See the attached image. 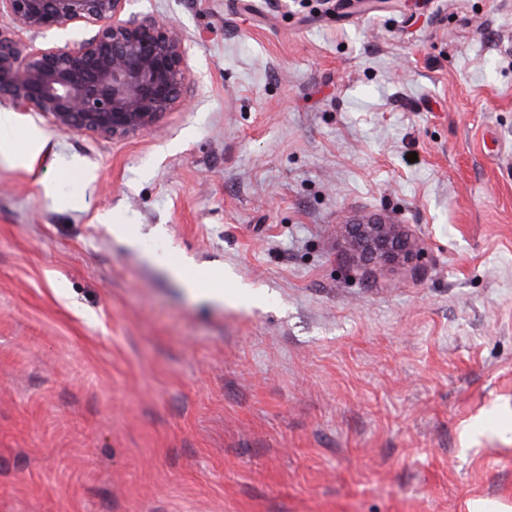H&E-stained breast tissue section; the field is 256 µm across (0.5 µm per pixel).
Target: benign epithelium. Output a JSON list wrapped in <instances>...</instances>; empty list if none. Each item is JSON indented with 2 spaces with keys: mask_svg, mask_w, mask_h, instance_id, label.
<instances>
[{
  "mask_svg": "<svg viewBox=\"0 0 512 512\" xmlns=\"http://www.w3.org/2000/svg\"><path fill=\"white\" fill-rule=\"evenodd\" d=\"M126 0H0L15 30L0 29V97L18 112L50 117L62 132L121 136L146 130L187 105V50L172 23L124 18ZM84 22L97 27L79 42L33 48L15 31L43 32ZM354 246L389 263L407 249L400 226L382 219L346 225Z\"/></svg>",
  "mask_w": 512,
  "mask_h": 512,
  "instance_id": "benign-epithelium-1",
  "label": "benign epithelium"
}]
</instances>
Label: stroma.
Listing matches in <instances>:
<instances>
[{
    "instance_id": "1",
    "label": "stroma",
    "mask_w": 512,
    "mask_h": 512,
    "mask_svg": "<svg viewBox=\"0 0 512 512\" xmlns=\"http://www.w3.org/2000/svg\"><path fill=\"white\" fill-rule=\"evenodd\" d=\"M125 13L189 108L0 102V512H512V0ZM346 228L353 245L377 262L389 263L406 252L407 237L399 224L371 219Z\"/></svg>"
}]
</instances>
